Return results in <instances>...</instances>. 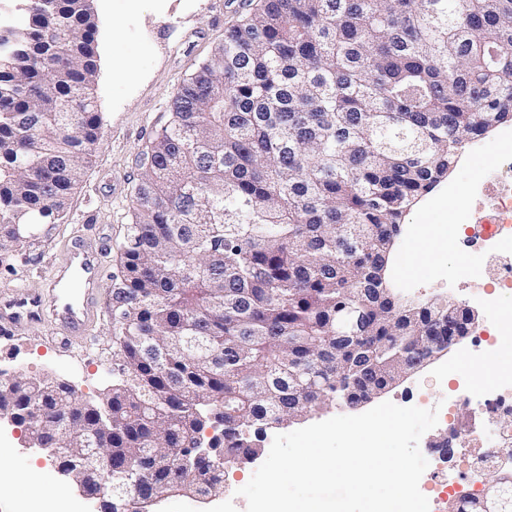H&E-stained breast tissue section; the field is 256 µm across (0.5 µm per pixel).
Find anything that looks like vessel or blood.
Segmentation results:
<instances>
[{"label":"vessel or blood","instance_id":"b4317fda","mask_svg":"<svg viewBox=\"0 0 512 512\" xmlns=\"http://www.w3.org/2000/svg\"><path fill=\"white\" fill-rule=\"evenodd\" d=\"M103 276L101 250L78 240L44 291L18 288L0 295V338L9 339L24 325L53 319L62 341L85 336L96 315V299Z\"/></svg>","mask_w":512,"mask_h":512}]
</instances>
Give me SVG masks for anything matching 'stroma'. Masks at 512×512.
<instances>
[{
  "instance_id": "35a3bbf8",
  "label": "stroma",
  "mask_w": 512,
  "mask_h": 512,
  "mask_svg": "<svg viewBox=\"0 0 512 512\" xmlns=\"http://www.w3.org/2000/svg\"><path fill=\"white\" fill-rule=\"evenodd\" d=\"M92 7L98 22L94 96L102 119L100 146L70 195L64 221L47 226L33 244L15 248L8 266H0V293L17 286L34 291L46 288L71 239L78 236L102 242L105 275L118 272L117 246L127 230L129 198L139 177L136 158L168 121L171 99L180 84L248 11L245 0H93ZM501 134L498 128L487 134L491 145L488 152H479L472 142L463 148L447 178L408 213L389 259V284L399 295L421 301L449 300L468 305L477 314L465 338L379 396L380 401L402 407L429 409L434 401L466 395L468 406L452 407L447 420L439 421L419 442L428 461L425 475L429 484H451L460 495L470 490L468 477L458 467L463 446L455 445L445 454L434 449L432 443L446 435L448 427L464 435L475 428L473 407L479 405L489 382L512 381V361L504 359L493 366L487 359H479L464 382L453 375L441 378L440 373L461 351L477 346L480 339L497 342L503 332L498 304L512 303V288L489 289L481 300L465 299L456 279L462 252L457 242L447 255L435 259L426 279L404 275L398 262L415 225L460 223L461 211L455 207V200L467 199L472 186L489 181L496 165L512 157L496 147ZM109 294V286H102L96 319L86 339L60 345L55 325L46 321L22 327L10 341L0 342V379L20 374L48 376L66 383L83 399L100 403L120 377ZM23 439L21 429L0 425V474L9 478L5 493L0 495V512H18L36 487L50 500L65 494L69 512H98L96 501L65 486L56 463L38 449L24 447ZM256 468L253 462L228 463L223 497L204 503L188 497H168L158 504L157 512H246V501L236 491Z\"/></svg>"
}]
</instances>
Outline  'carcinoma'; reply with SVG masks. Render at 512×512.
<instances>
[{
  "instance_id": "obj_1",
  "label": "carcinoma",
  "mask_w": 512,
  "mask_h": 512,
  "mask_svg": "<svg viewBox=\"0 0 512 512\" xmlns=\"http://www.w3.org/2000/svg\"><path fill=\"white\" fill-rule=\"evenodd\" d=\"M96 33L92 0H32L19 46L0 43V265L64 218L97 150ZM509 57L512 0H259L138 156L111 289L122 381L99 407L17 376L0 407H42L33 441L57 437L78 474L112 450V512H140L224 494L220 470L175 484L174 449L255 454L246 429L386 388L454 314L395 304L391 249L465 142L512 120ZM484 479L512 512V479Z\"/></svg>"
}]
</instances>
